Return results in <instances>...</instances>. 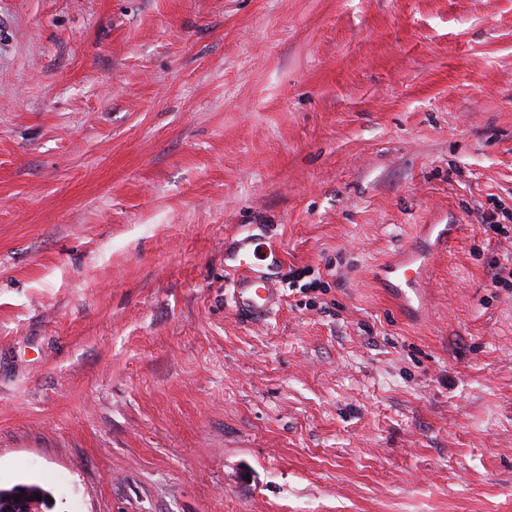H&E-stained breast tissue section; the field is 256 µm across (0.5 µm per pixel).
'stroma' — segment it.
Here are the masks:
<instances>
[{
  "instance_id": "obj_1",
  "label": "stroma",
  "mask_w": 512,
  "mask_h": 512,
  "mask_svg": "<svg viewBox=\"0 0 512 512\" xmlns=\"http://www.w3.org/2000/svg\"><path fill=\"white\" fill-rule=\"evenodd\" d=\"M492 218L512 0H0V486L512 512ZM421 224L460 231L415 316L378 266ZM243 259L282 293L262 325L231 309Z\"/></svg>"
}]
</instances>
